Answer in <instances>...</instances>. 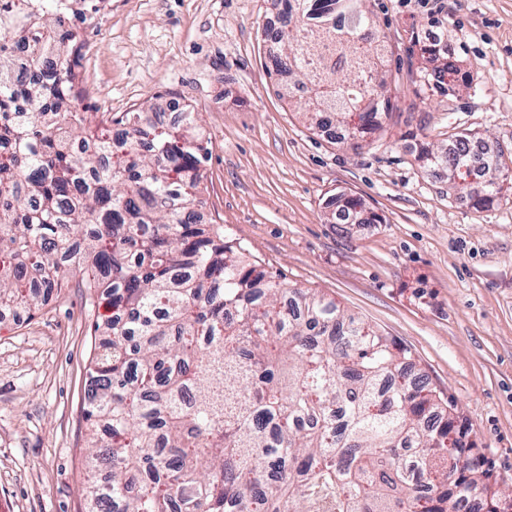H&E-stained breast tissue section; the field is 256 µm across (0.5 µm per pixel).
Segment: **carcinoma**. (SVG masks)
Returning a JSON list of instances; mask_svg holds the SVG:
<instances>
[{
  "instance_id": "1",
  "label": "carcinoma",
  "mask_w": 512,
  "mask_h": 512,
  "mask_svg": "<svg viewBox=\"0 0 512 512\" xmlns=\"http://www.w3.org/2000/svg\"><path fill=\"white\" fill-rule=\"evenodd\" d=\"M88 0H0V309L35 312L80 259L90 306L107 314L88 367L89 512H457L474 494L512 512L448 401L406 373L412 352L244 260L196 221L207 143L198 113L91 112L63 33ZM367 0H277L288 16L269 74L299 90L310 128L357 139L394 111L386 46ZM421 94L460 66L417 35ZM420 142L474 207L507 167L490 152L472 179L471 138ZM338 224H378L333 196Z\"/></svg>"
}]
</instances>
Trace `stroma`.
<instances>
[{
	"mask_svg": "<svg viewBox=\"0 0 512 512\" xmlns=\"http://www.w3.org/2000/svg\"><path fill=\"white\" fill-rule=\"evenodd\" d=\"M399 80L395 111L360 145L309 130L270 78L272 0H103L79 24L86 101L113 117L161 100L198 112L209 156L206 228L292 286L409 348L512 488V181L477 209L414 160L467 132L512 154V0H370ZM447 32L472 90L415 95L411 32ZM360 196L380 224H337L325 202ZM98 315L80 288L29 314L0 312V512H87L86 370Z\"/></svg>",
	"mask_w": 512,
	"mask_h": 512,
	"instance_id": "35a3bbf8",
	"label": "stroma"
}]
</instances>
